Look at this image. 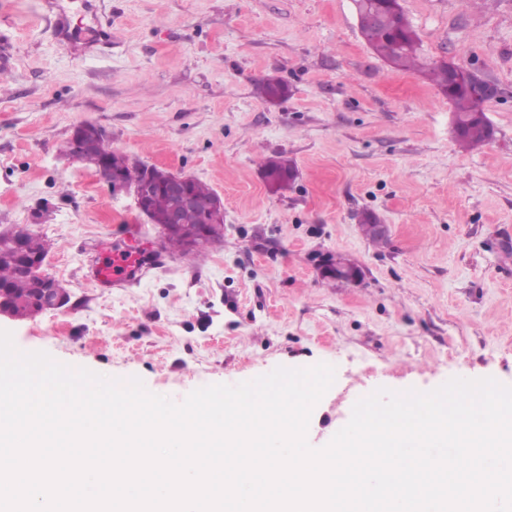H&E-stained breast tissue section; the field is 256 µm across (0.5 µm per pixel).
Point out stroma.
<instances>
[{
	"label": "stroma",
	"instance_id": "obj_1",
	"mask_svg": "<svg viewBox=\"0 0 512 512\" xmlns=\"http://www.w3.org/2000/svg\"><path fill=\"white\" fill-rule=\"evenodd\" d=\"M428 62L495 80L494 139L462 149L423 74L366 44L354 0H0V232L48 243L61 309L0 318L20 351L182 401L279 366L332 365L320 448L383 387L512 386V0H400ZM268 76L287 98L255 92ZM224 202V239L165 252L130 195L62 152L77 125ZM297 177L271 192L267 159ZM371 214L385 243L363 236ZM137 225L155 263L129 288L91 268ZM363 277H324L336 255Z\"/></svg>",
	"mask_w": 512,
	"mask_h": 512
}]
</instances>
